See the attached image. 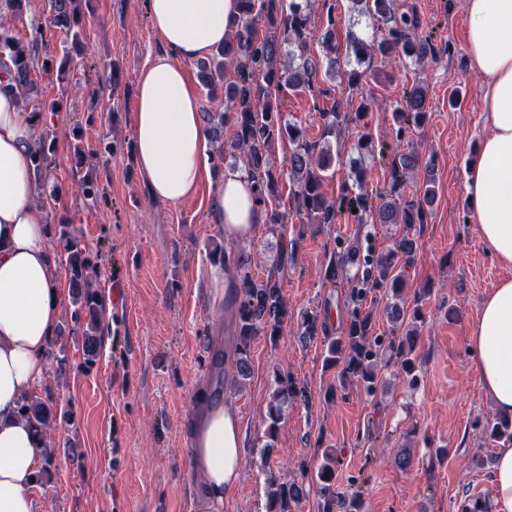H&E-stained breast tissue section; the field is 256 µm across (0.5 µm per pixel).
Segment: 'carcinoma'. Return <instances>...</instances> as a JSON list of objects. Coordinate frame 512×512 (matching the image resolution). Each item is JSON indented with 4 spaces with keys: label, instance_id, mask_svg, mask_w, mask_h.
Here are the masks:
<instances>
[{
    "label": "carcinoma",
    "instance_id": "carcinoma-1",
    "mask_svg": "<svg viewBox=\"0 0 512 512\" xmlns=\"http://www.w3.org/2000/svg\"><path fill=\"white\" fill-rule=\"evenodd\" d=\"M352 10L385 26L380 32L366 34L351 28L345 37V55H340L336 45L335 5L329 0H238L239 19L210 55L198 60V78L208 90L212 107L203 113L208 131L220 139L226 122V112H233L235 133L232 141L234 161L225 163L224 144L216 147V172L221 165L228 170L243 171L254 181L256 199L266 212V223L286 224L294 214L309 224H333L338 209L366 208L368 192L358 160H350L359 192L336 202L322 190L325 173L340 161L341 155L329 142L323 144L307 141L303 132L286 119L284 99L279 93L288 89L295 92L312 90L313 78L319 71L334 80L341 78L346 87L354 88L366 76L363 66L371 65L378 58L402 56L416 66H423L435 58V45L427 35L418 30L422 23L415 9L399 13L396 0H350ZM326 10V24L318 38L319 56L309 53L307 40L312 38L311 23L318 9ZM92 13L91 0H50L48 24L66 32L68 45L62 54L47 51L45 40L33 38L22 41L6 20H0V86L18 90L24 108L31 109L37 125H50L63 110L62 99L45 100L38 83L32 77L34 65L39 63L47 71H54L61 80L67 79L71 57L83 49V31L87 15ZM266 29L263 37L256 34V22ZM234 69L235 77L224 80V70ZM118 64L112 63V83H89L88 92L97 98L105 90L117 89ZM425 87L417 84L405 96V105L396 113L397 122L403 125H420L426 120ZM351 99H336L333 108L320 113L323 137H336L343 124L352 120L347 106ZM288 139L295 146L288 160V178L293 190L284 201L280 197L279 179L272 160L275 142ZM55 140L47 135L34 140L30 147V161L38 185H45L46 173L54 161ZM73 166L80 177L77 190L94 201L99 199L100 188L94 169L80 145H73ZM418 155L403 154L394 166V181H402L408 171L415 168ZM434 180L426 182L420 202L388 200L377 209L381 224H405L412 227L427 223V215L434 202ZM56 237L60 250L55 252L66 265L70 281V328L60 329L58 335L70 332L81 336L84 364L93 366L99 356L102 303L99 291L100 271L97 262L87 253L67 218L49 229ZM212 252L222 260L224 269L236 274L232 278L234 295L231 301L234 322V384L242 387L251 375L250 349L259 332L274 341L282 331L288 317V307L281 288L271 282L258 283L242 272L248 258L224 246L213 243ZM394 252L378 257L372 265L391 293L393 301L391 348L399 357L400 370L407 377H415L412 358L418 337V326L401 321L398 303L403 301L404 280L393 273ZM373 323L371 315L356 314L348 325L346 335L324 340V361L329 366L344 364L343 380L355 378L364 383L367 392L375 390L380 368L377 351L371 341ZM305 396V390L281 375H275V387L267 406L265 420L266 441L259 450L262 466H267L273 452L280 424L286 417L288 404ZM23 417L34 431L45 439L44 460L46 467L37 475L38 481L50 476L49 465L55 458V443L51 430L58 413L44 400L30 397L22 404ZM489 439L512 443V418L497 415L487 420L484 428ZM315 487L322 499L321 512H359L361 500L354 492L346 495L336 488V456L324 452L323 462L317 468L311 485L280 482L270 478L266 486V512H293Z\"/></svg>",
    "mask_w": 512,
    "mask_h": 512
}]
</instances>
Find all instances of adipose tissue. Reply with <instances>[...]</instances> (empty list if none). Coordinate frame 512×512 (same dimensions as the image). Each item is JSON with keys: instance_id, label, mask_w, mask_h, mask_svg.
Here are the masks:
<instances>
[{"instance_id": "ef3b65f1", "label": "adipose tissue", "mask_w": 512, "mask_h": 512, "mask_svg": "<svg viewBox=\"0 0 512 512\" xmlns=\"http://www.w3.org/2000/svg\"><path fill=\"white\" fill-rule=\"evenodd\" d=\"M160 52L142 69L132 114L133 161L148 195L178 204L206 167L209 141L196 86L182 62L222 45L238 17L237 0H146ZM467 50L485 79L489 127L466 176V193L485 248L512 265V0H466ZM35 120L18 92L0 90V512H37L35 474L42 444L21 414L48 369L46 352L65 302L60 266L45 241L52 213L36 201L29 160ZM211 223L227 237L249 238L265 221L243 172L212 185ZM484 389L512 415V280L487 294L469 333ZM191 469L204 512H224L240 478L243 432L238 413L200 397L191 426ZM491 512H512V444L495 450Z\"/></svg>"}]
</instances>
